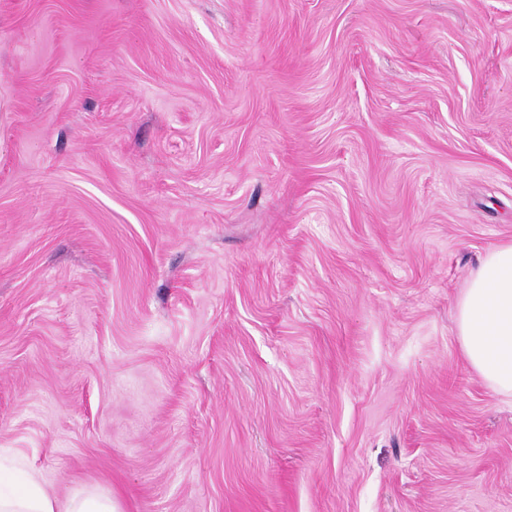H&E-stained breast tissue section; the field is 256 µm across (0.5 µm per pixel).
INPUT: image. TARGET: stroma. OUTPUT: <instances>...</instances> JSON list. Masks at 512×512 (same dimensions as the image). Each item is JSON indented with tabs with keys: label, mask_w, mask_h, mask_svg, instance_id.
<instances>
[{
	"label": "stroma",
	"mask_w": 512,
	"mask_h": 512,
	"mask_svg": "<svg viewBox=\"0 0 512 512\" xmlns=\"http://www.w3.org/2000/svg\"><path fill=\"white\" fill-rule=\"evenodd\" d=\"M503 242L512 0H0V455L58 497L512 512ZM456 324L471 367L512 397V242L484 255L458 301Z\"/></svg>",
	"instance_id": "stroma-1"
}]
</instances>
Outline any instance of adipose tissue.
I'll return each instance as SVG.
<instances>
[{"label":"adipose tissue","mask_w":512,"mask_h":512,"mask_svg":"<svg viewBox=\"0 0 512 512\" xmlns=\"http://www.w3.org/2000/svg\"><path fill=\"white\" fill-rule=\"evenodd\" d=\"M463 353L497 393L512 397V242L488 251L457 304ZM0 512H123L110 489L81 485L58 498L40 471L25 469L19 483L0 475Z\"/></svg>","instance_id":"1"}]
</instances>
